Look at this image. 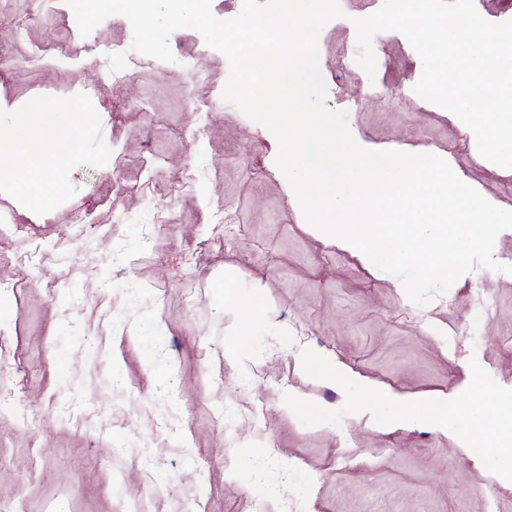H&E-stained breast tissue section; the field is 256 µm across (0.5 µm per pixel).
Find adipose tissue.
Wrapping results in <instances>:
<instances>
[{"label": "adipose tissue", "instance_id": "obj_1", "mask_svg": "<svg viewBox=\"0 0 512 512\" xmlns=\"http://www.w3.org/2000/svg\"><path fill=\"white\" fill-rule=\"evenodd\" d=\"M89 116L80 97L63 118L47 104H28L21 126H0V181L33 208L53 204L74 178L71 155L87 134Z\"/></svg>", "mask_w": 512, "mask_h": 512}]
</instances>
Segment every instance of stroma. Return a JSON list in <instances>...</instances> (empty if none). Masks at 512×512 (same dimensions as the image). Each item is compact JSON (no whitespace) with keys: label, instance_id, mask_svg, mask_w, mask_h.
<instances>
[{"label":"stroma","instance_id":"stroma-1","mask_svg":"<svg viewBox=\"0 0 512 512\" xmlns=\"http://www.w3.org/2000/svg\"><path fill=\"white\" fill-rule=\"evenodd\" d=\"M383 0H340L320 34L326 104L385 150H431L499 208L512 169L487 163L452 114L412 89L421 59L377 34L375 77L342 69L353 21ZM25 29H18L19 19ZM197 67L143 57L116 83L85 43L133 39L129 20L89 35L63 10L0 0V124L21 105L94 106L67 193L35 210L0 184V507L6 512H512V481L450 433L370 414L303 426L292 394L329 408L335 383L304 349L404 399L459 395L470 358L512 389V275L474 268L431 303L319 236L290 200L276 139L225 102L229 65L196 30ZM161 214L165 223H154ZM267 319L224 303L225 268ZM238 354L228 355L233 338Z\"/></svg>","mask_w":512,"mask_h":512}]
</instances>
